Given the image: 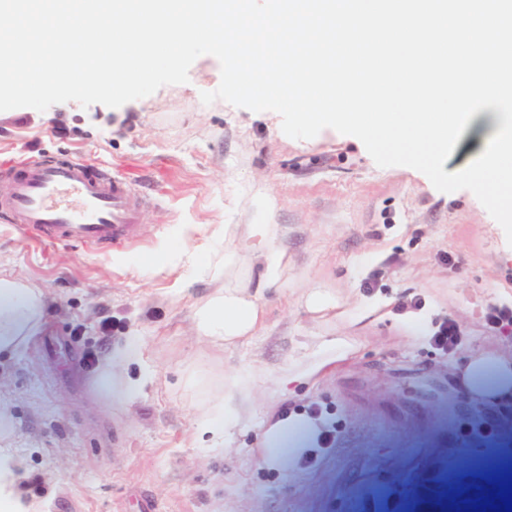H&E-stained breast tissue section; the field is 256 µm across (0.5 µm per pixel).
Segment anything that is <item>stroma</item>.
I'll return each mask as SVG.
<instances>
[{
  "label": "stroma",
  "instance_id": "1",
  "mask_svg": "<svg viewBox=\"0 0 512 512\" xmlns=\"http://www.w3.org/2000/svg\"><path fill=\"white\" fill-rule=\"evenodd\" d=\"M219 61L200 56L187 83L117 108L60 103L0 111V170L25 159L89 160L117 170L149 201L141 237L123 249L45 248L0 215V268L41 288L45 325L24 352L0 358V410L13 420L20 489L46 512H440L448 495L480 497L512 445V411L459 383L465 359L512 366V245L467 190L443 193L410 167L376 165L362 142L333 129L284 134L279 114L201 92L217 89ZM227 224H276L288 288L265 291L266 319L231 352L197 335L193 313L223 278L186 261L152 269L168 248L200 255L236 249L234 278L262 285L250 241ZM310 288L339 303L308 313ZM457 341L442 351L441 325ZM347 336V358L283 388L294 363ZM138 339V356L107 365ZM70 361L59 367L56 353ZM263 374L252 407L219 452L199 404L242 365ZM109 386H102L104 369ZM143 380L134 397L128 382ZM450 397L420 399L425 380ZM316 411L331 440L295 468L265 467L266 423Z\"/></svg>",
  "mask_w": 512,
  "mask_h": 512
}]
</instances>
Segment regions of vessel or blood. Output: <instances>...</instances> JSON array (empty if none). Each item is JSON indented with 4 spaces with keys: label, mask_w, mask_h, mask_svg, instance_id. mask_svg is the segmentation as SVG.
I'll return each mask as SVG.
<instances>
[{
    "label": "vessel or blood",
    "mask_w": 512,
    "mask_h": 512,
    "mask_svg": "<svg viewBox=\"0 0 512 512\" xmlns=\"http://www.w3.org/2000/svg\"><path fill=\"white\" fill-rule=\"evenodd\" d=\"M9 183L0 209L18 231L53 245L98 250L135 240L145 200L119 175L87 162L31 161L0 172Z\"/></svg>",
    "instance_id": "vessel-or-blood-1"
}]
</instances>
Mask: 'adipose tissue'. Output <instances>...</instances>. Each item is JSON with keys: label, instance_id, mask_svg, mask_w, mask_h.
I'll return each instance as SVG.
<instances>
[{"label": "adipose tissue", "instance_id": "ef3b65f1", "mask_svg": "<svg viewBox=\"0 0 512 512\" xmlns=\"http://www.w3.org/2000/svg\"><path fill=\"white\" fill-rule=\"evenodd\" d=\"M247 236L253 239L262 261V279L268 286H286L283 253L274 245L279 236L275 224H251ZM44 295L40 288L25 283L0 269V353L20 350L24 342L36 335L43 324ZM265 308L261 290L242 284L225 285L217 289L194 311L199 335L227 349L238 347L255 335L263 324ZM349 343L345 337L325 340L319 358L288 368L282 384L307 381L323 369L344 357ZM488 358L474 357L464 368L465 387L477 396L492 398L497 404L512 403V371L498 368L495 385H486ZM258 373L248 377L238 375L224 379V393L208 408L206 432L230 441L235 424L248 411L252 396L250 385ZM316 422L306 414H291L268 424L262 434L259 460L276 470H288L298 449L309 444ZM12 425L0 413V512H43L39 503L27 500L19 490V449L11 441Z\"/></svg>", "mask_w": 512, "mask_h": 512}]
</instances>
